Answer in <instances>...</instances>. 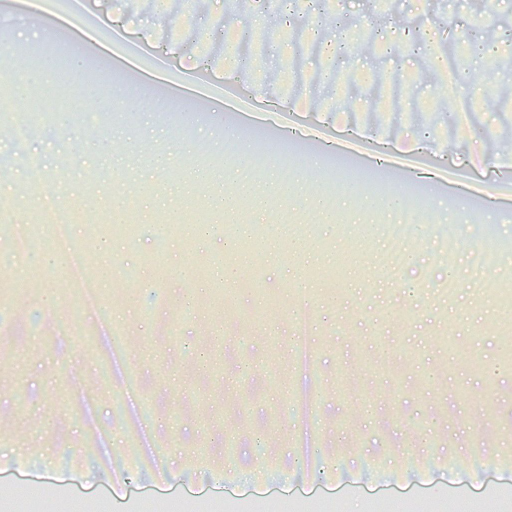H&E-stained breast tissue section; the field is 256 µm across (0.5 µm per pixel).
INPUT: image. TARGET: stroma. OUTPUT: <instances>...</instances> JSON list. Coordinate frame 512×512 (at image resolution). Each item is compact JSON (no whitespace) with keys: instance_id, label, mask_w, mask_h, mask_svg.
<instances>
[{"instance_id":"35a3bbf8","label":"stroma","mask_w":512,"mask_h":512,"mask_svg":"<svg viewBox=\"0 0 512 512\" xmlns=\"http://www.w3.org/2000/svg\"><path fill=\"white\" fill-rule=\"evenodd\" d=\"M391 3L330 2L352 15L350 31L375 37L376 56L352 54L359 85L376 69L419 78L432 64L449 87L474 90L466 124L437 109V89L420 78L415 101L371 111L324 72L336 31L305 10L295 14L298 45L273 33L276 78L251 59L236 91L224 66L249 51L240 29L223 25L224 0H42L36 10L0 0V68L25 77L0 111V197L13 202L10 225H0V484H40L26 512L57 498L58 472L72 470L71 495L99 499L106 512H143L148 496L188 498L196 512H250L260 497L285 500L288 512L316 502L369 512L377 502L491 506L512 496V362L501 357L512 264L484 248L492 237L512 254V135L480 81L487 55L512 51V0L492 12L483 0ZM36 11L56 16L65 37L45 35ZM111 13L127 33L105 26ZM450 15L453 32L441 25ZM469 28L497 41L453 69L439 44ZM143 31L172 56L141 48ZM89 32L92 62L71 51ZM200 60L209 68L199 75ZM296 83L330 91L317 102ZM36 84L48 102L34 123L26 95ZM271 98L285 110L264 112ZM280 121L296 136L276 140ZM350 129L394 146V165L379 166ZM323 134L334 152L318 153ZM422 135L450 159L434 185L400 173ZM178 145L189 150L183 164H151ZM242 148L259 159L252 188L305 171L312 182L300 194L316 186L349 201L333 224L290 209L306 249L286 264L269 213L221 209L186 173L223 174L225 154ZM469 186L489 190L497 207L463 201ZM379 198L392 208H375ZM55 210L66 211L98 284L96 307L69 283L67 263L44 262L55 250L44 215ZM409 211L419 223L390 241L388 226ZM20 229L32 241L25 252L12 246ZM103 243L115 260L97 253ZM229 260L230 281L219 273ZM21 278L35 279L34 290L14 293ZM305 318L308 369L293 343ZM163 464L176 480L152 479ZM105 469L108 488L97 479Z\"/></svg>"}]
</instances>
